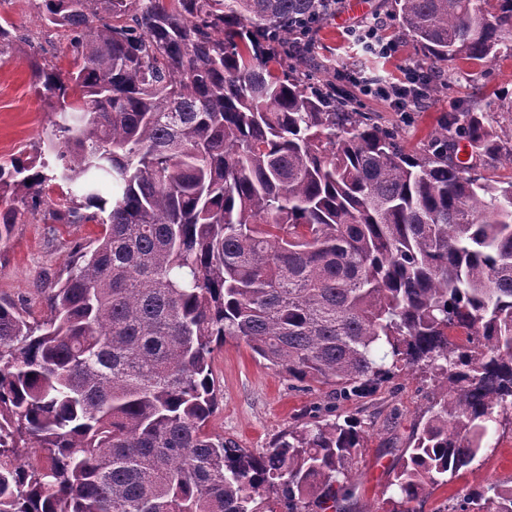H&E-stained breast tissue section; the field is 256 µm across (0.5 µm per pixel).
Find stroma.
<instances>
[{"label":"stroma","mask_w":512,"mask_h":512,"mask_svg":"<svg viewBox=\"0 0 512 512\" xmlns=\"http://www.w3.org/2000/svg\"><path fill=\"white\" fill-rule=\"evenodd\" d=\"M387 24V33L399 44L397 58L379 61L392 76L399 68L415 64L418 51L402 34L392 12V0H346L340 15L330 17L313 34L308 52L297 63L300 71H313L322 81L336 82L333 66H347L351 50L345 31L349 25L371 15ZM0 18L12 22L18 40L12 52L0 56V156L24 153L53 160L58 145L52 125L50 102L34 84L29 68L31 57H44L67 66V42L44 26L37 0H0ZM447 90L427 97L413 122H403L393 104L363 97L349 83H336V93L351 98L362 111L376 117L382 126L396 129L405 150L422 153L441 119L475 102L479 111L497 127L512 126V57L482 63H462L441 72ZM96 224H19L8 241L0 242V297L22 303L34 318L45 317L47 306L38 286L45 275L69 269L75 244H87L99 236ZM212 378L217 406L207 429L236 446L263 453L289 427L324 415L338 405L342 416L360 421L367 443L354 461L359 483V512L384 507L391 495L387 472L395 464L396 448L411 433L421 404L419 382L399 375L374 395L337 400L330 386L306 391L292 387L287 376L261 359L245 345L229 340L213 354ZM512 476V435L499 438L495 451L437 490L421 512H437L491 480Z\"/></svg>","instance_id":"35a3bbf8"}]
</instances>
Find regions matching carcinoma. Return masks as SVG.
I'll list each match as a JSON object with an SVG mask.
<instances>
[{
	"instance_id": "obj_1",
	"label": "carcinoma",
	"mask_w": 512,
	"mask_h": 512,
	"mask_svg": "<svg viewBox=\"0 0 512 512\" xmlns=\"http://www.w3.org/2000/svg\"><path fill=\"white\" fill-rule=\"evenodd\" d=\"M434 63L512 52V0H394ZM73 56L29 59L54 168L0 159L17 224H99L48 313L0 298V512H339L357 422L294 426L256 455L206 430L230 338L295 381L371 396L405 371L424 406L387 484L423 502L512 429V143L475 105L422 155L300 73L327 0H40ZM15 26L0 22V55ZM471 148L460 161L451 150ZM61 203L42 208L46 188ZM452 512H512V477Z\"/></svg>"
}]
</instances>
